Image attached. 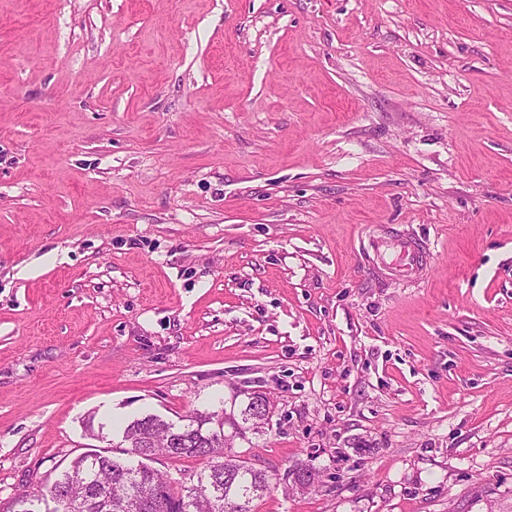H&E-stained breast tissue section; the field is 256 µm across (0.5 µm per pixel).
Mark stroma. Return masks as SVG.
Returning <instances> with one entry per match:
<instances>
[{
    "instance_id": "obj_1",
    "label": "stroma",
    "mask_w": 512,
    "mask_h": 512,
    "mask_svg": "<svg viewBox=\"0 0 512 512\" xmlns=\"http://www.w3.org/2000/svg\"><path fill=\"white\" fill-rule=\"evenodd\" d=\"M257 390L255 512H512V0H0V512ZM369 247L378 261L385 250H392L396 254L397 262L389 264L390 269L394 275L409 282L421 279L423 271L433 257L416 241L402 235L370 236Z\"/></svg>"
}]
</instances>
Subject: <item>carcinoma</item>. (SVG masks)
Segmentation results:
<instances>
[{
    "mask_svg": "<svg viewBox=\"0 0 512 512\" xmlns=\"http://www.w3.org/2000/svg\"><path fill=\"white\" fill-rule=\"evenodd\" d=\"M264 393H248L247 403L238 410L221 408L197 413L182 425H170L160 416L145 414L129 422L123 438L139 449L138 462L93 452L75 459L46 490L26 494L15 504L16 512H43L41 505L60 494L80 488L96 491L84 510L70 512H253L252 503L269 490V476L246 459L224 453L233 442H222L225 429L234 437L260 433L254 424V410ZM176 451L177 460L203 458L205 468L194 474L196 483L177 486L149 462L159 454Z\"/></svg>",
    "mask_w": 512,
    "mask_h": 512,
    "instance_id": "1",
    "label": "carcinoma"
}]
</instances>
